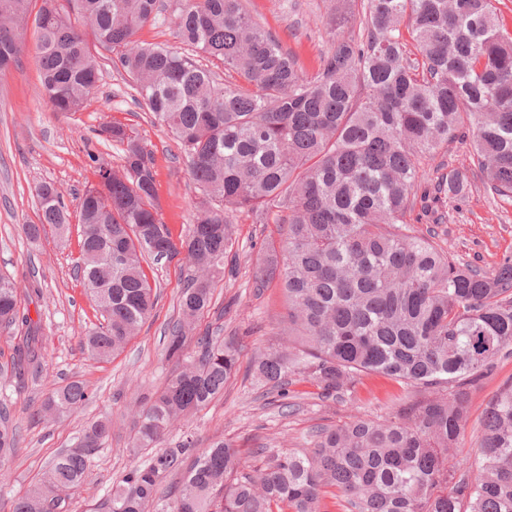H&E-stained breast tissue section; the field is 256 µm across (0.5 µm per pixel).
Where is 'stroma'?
<instances>
[{
	"label": "stroma",
	"instance_id": "35a3bbf8",
	"mask_svg": "<svg viewBox=\"0 0 512 512\" xmlns=\"http://www.w3.org/2000/svg\"><path fill=\"white\" fill-rule=\"evenodd\" d=\"M248 7L312 74L328 48L327 16L358 11L359 0H248ZM100 65L97 89L76 112L55 111L44 97L34 34H27L17 64L0 74V271L14 277L23 290L39 289V297L28 308L30 317L41 324L46 348L41 370L36 378L26 380L16 401L21 406L41 402L72 379L82 380L90 393L89 401L72 417L31 423L24 414L15 415L21 443L16 454L0 452V498L26 492L53 456L69 448L80 429L110 417L108 446L99 451L82 487L65 494L69 512H89L134 461L151 456L147 450L136 456L130 453L131 409L137 398L163 388L175 369L163 350L168 328L178 315L187 266L180 256L145 262L157 293L150 317L118 356L91 357L83 340L98 311L74 272L78 235L73 232L63 240L53 232L36 241L26 237L24 225L38 221L36 188L51 182L68 207H75L77 194L98 167H120L121 148L104 134L106 126L118 122L153 155L159 218L172 235L184 233L193 223L199 196L176 141L134 104L120 65L107 52ZM470 179L469 193L447 205L448 221L437 227L439 242L453 258L490 270L512 257V199L491 198L479 174H471ZM234 224L239 258L225 262L224 277L214 285L212 307L198 327L219 330L221 336L238 341L240 371L223 397L172 428L170 443L190 433L201 448L224 436L243 449L261 443L285 451L304 447L316 426L388 412L386 394L391 386L376 376L365 377L353 397L341 401L318 399L316 387L300 381L290 386L287 407L266 404L260 386L245 371L258 351L281 343L283 296L274 284L254 288L251 260L278 234L275 225L253 223L244 212L235 215ZM510 381L512 355L498 358L474 393L459 458L475 452L478 421L492 396Z\"/></svg>",
	"mask_w": 512,
	"mask_h": 512
}]
</instances>
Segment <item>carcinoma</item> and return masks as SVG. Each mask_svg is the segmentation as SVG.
<instances>
[{
    "label": "carcinoma",
    "instance_id": "carcinoma-1",
    "mask_svg": "<svg viewBox=\"0 0 512 512\" xmlns=\"http://www.w3.org/2000/svg\"><path fill=\"white\" fill-rule=\"evenodd\" d=\"M31 2L0 0V73L17 63L33 25L43 94L56 111L76 112L97 88L98 51L116 54L134 101L178 142L200 193L180 243L167 228L154 236L152 153L115 123L104 133L122 146L121 169L106 191L78 197L74 263L101 316L85 341L92 356H114L149 318L157 294L145 257L183 251L190 262L165 346L179 369L140 400L132 450L160 446L175 421L223 396L237 376L235 340L193 333L234 250L238 212L276 225L280 237L254 271L262 287L279 281L285 298L288 347L258 352L250 368L266 393L284 398L302 380L341 400L369 373L404 390L385 416L317 426L306 448L262 444L251 463L230 439L198 452L188 434L131 466L94 512H322L329 493L341 512H512V384L488 402L467 470L453 462L473 391L495 359L512 354V261L495 271L460 263L436 234L420 236L407 221L416 206L427 209L423 185L436 202L466 196L462 170L423 166L466 135L485 188L512 198V28L495 0H362L358 17L330 19L331 47L310 77L245 0H177L170 14L162 0H41L34 16ZM158 21L241 83L135 40ZM356 24L360 38L347 33ZM36 197L29 237L69 223L53 184L39 185ZM0 330L14 341L5 371L22 381L36 375L39 337L17 282L1 272ZM87 401L71 380L22 413L39 422ZM13 417V402L0 397L1 451L19 448ZM111 437L110 419L91 423L37 484L0 508L63 512L60 491L83 484ZM170 475L178 482L166 489Z\"/></svg>",
    "mask_w": 512,
    "mask_h": 512
}]
</instances>
